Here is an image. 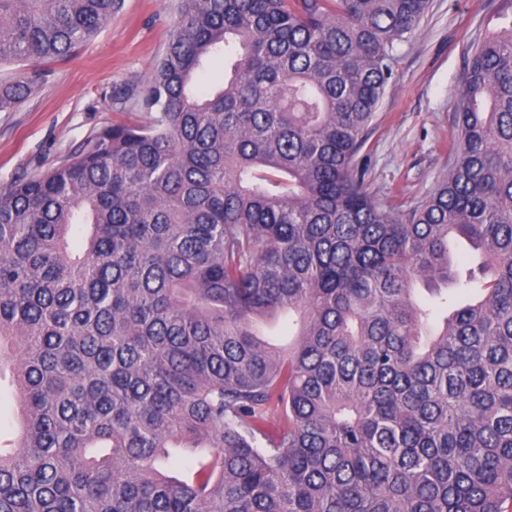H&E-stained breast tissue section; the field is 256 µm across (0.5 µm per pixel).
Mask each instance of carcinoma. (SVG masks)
<instances>
[{
	"instance_id": "carcinoma-1",
	"label": "carcinoma",
	"mask_w": 512,
	"mask_h": 512,
	"mask_svg": "<svg viewBox=\"0 0 512 512\" xmlns=\"http://www.w3.org/2000/svg\"><path fill=\"white\" fill-rule=\"evenodd\" d=\"M428 5L179 0L152 75L110 97L146 121L0 189V375L23 422L0 512H512V0L434 191L401 211L358 166ZM121 6L0 0V65H27L0 112ZM458 239L481 259L464 281ZM281 314L287 351L257 329Z\"/></svg>"
}]
</instances>
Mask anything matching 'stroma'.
<instances>
[{"instance_id": "obj_1", "label": "stroma", "mask_w": 512, "mask_h": 512, "mask_svg": "<svg viewBox=\"0 0 512 512\" xmlns=\"http://www.w3.org/2000/svg\"><path fill=\"white\" fill-rule=\"evenodd\" d=\"M500 7V0H429L419 31L397 44L393 76L363 148L366 186L377 199L409 208L447 175L461 81ZM176 15L177 0H124L77 54L51 64L28 100L0 112V188L58 164L111 125L113 86L150 77Z\"/></svg>"}]
</instances>
